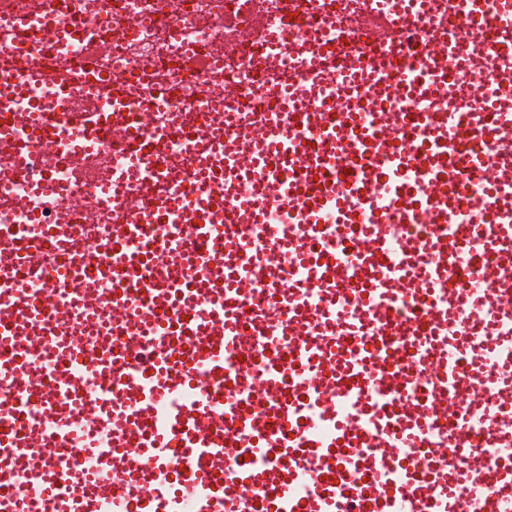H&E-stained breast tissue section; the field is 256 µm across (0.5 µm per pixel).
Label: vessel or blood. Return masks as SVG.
<instances>
[{"label": "vessel or blood", "mask_w": 512, "mask_h": 512, "mask_svg": "<svg viewBox=\"0 0 512 512\" xmlns=\"http://www.w3.org/2000/svg\"><path fill=\"white\" fill-rule=\"evenodd\" d=\"M460 2L475 36L496 27L500 50L512 51V0H502L493 17L483 0ZM463 53L445 38H415L406 26L360 46L353 63L396 98L411 89H445ZM363 97L353 85L347 106L271 113L264 134L275 160L221 158V171H249L295 202V236L272 231L260 243L249 224L228 232L202 205L209 189L201 184L167 197L153 216L114 225L112 247L125 258L110 265L109 279L148 304L120 319L124 345L101 344L97 380L107 387L133 374L137 383L79 407L92 427L112 434V459L98 469V482L128 491L107 504L81 490L60 497L46 485L35 512H254L260 480L268 491L263 512H458L448 494V462L459 457L473 476L467 497L483 500L485 512H512V162L482 149H452L465 134L512 148V111L499 110L478 128L428 112L426 133L417 137L401 133L398 113L368 111ZM292 124L315 131V144L289 135ZM473 172L493 189L477 202L486 223L469 225L463 236L448 221V200ZM174 212L187 213L189 223L172 225L163 254L145 259L153 224ZM331 215L342 232L366 220L372 229L339 247L324 235ZM424 218L436 230L427 243H395L386 228L390 219ZM487 249L497 254L490 265L482 262ZM275 250L287 254L288 272L269 279L267 303L284 313V337L236 323L246 284ZM188 251L204 260V270L165 281L168 267ZM419 251L426 254L423 269L407 273L402 259ZM469 270L476 273L472 309L484 315L488 332L463 338L451 315L458 296L447 284L452 272ZM299 280L315 288L317 305L296 288ZM404 298L422 302L424 331L399 316L396 303ZM155 310L166 312V321L152 319ZM81 332L69 329L63 363L51 374L57 394L47 408L57 416L74 390ZM0 338L21 349L0 365V386H40L22 355L32 337L0 317ZM414 373L429 381L421 400L410 396ZM216 381L230 384L231 399L214 401ZM458 399L468 413L456 412ZM474 416L502 459L495 471L470 438ZM448 417L453 437L430 451L436 476L415 474L405 462L407 439L419 423ZM39 450L31 432L0 427L1 474ZM174 455L183 463L178 473ZM228 463L234 469L226 481Z\"/></svg>", "instance_id": "1"}]
</instances>
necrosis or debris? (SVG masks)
<instances>
[{"mask_svg": "<svg viewBox=\"0 0 512 512\" xmlns=\"http://www.w3.org/2000/svg\"><path fill=\"white\" fill-rule=\"evenodd\" d=\"M404 6L419 34L444 27L468 41L453 0L439 11L425 0H0V233L11 237L12 250L29 251L22 230L36 218L48 228L39 264L75 267L89 251L115 260L113 225L152 215L160 197L191 189L204 161L245 148L285 89L307 110L335 97L348 78V35L369 37L371 17L393 23ZM494 39L486 33L473 47L438 103L399 97L387 111L435 109L491 122L484 99L495 94V79L512 77V53L493 52ZM320 43L336 47L327 72L313 56ZM463 82L483 83L481 97L458 98ZM115 98L127 105L123 122L132 139L106 123L92 144L77 137L63 153L52 136H23L32 107L42 119L75 128ZM155 165L163 179L145 182L141 168ZM47 181L55 186L49 194L39 190ZM210 195L233 221L264 189L253 177L228 173L212 182ZM84 287L98 291L101 304L76 303L58 290L46 295L42 321L53 324L66 310L68 320L85 325L91 350L113 322L112 285L98 276ZM1 421L44 433L56 425L43 398L11 388H0ZM78 445L83 453L70 478L98 491L95 473L112 453V435L84 428Z\"/></svg>", "mask_w": 512, "mask_h": 512, "instance_id": "obj_1", "label": "necrosis or debris"}]
</instances>
